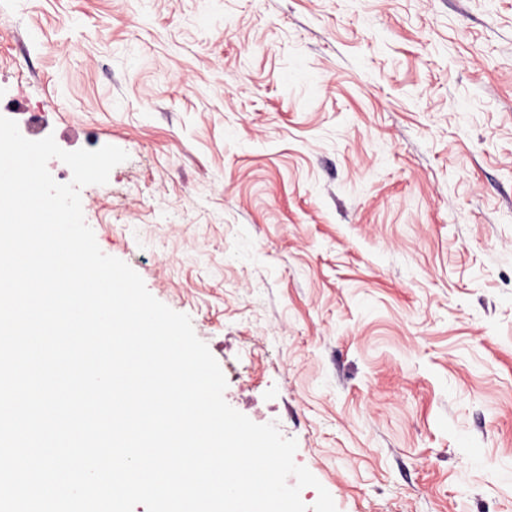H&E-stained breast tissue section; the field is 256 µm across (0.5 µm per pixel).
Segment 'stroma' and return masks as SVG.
<instances>
[{
    "instance_id": "obj_1",
    "label": "stroma",
    "mask_w": 512,
    "mask_h": 512,
    "mask_svg": "<svg viewBox=\"0 0 512 512\" xmlns=\"http://www.w3.org/2000/svg\"><path fill=\"white\" fill-rule=\"evenodd\" d=\"M0 115L337 512H512V0H0Z\"/></svg>"
}]
</instances>
